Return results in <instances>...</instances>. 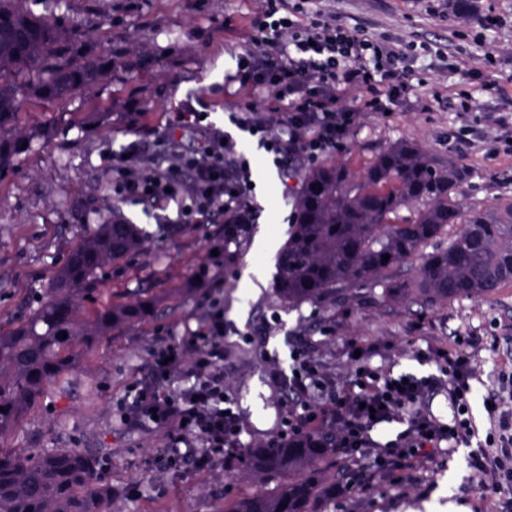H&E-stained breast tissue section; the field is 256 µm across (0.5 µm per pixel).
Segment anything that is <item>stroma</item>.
I'll use <instances>...</instances> for the list:
<instances>
[{"label": "stroma", "mask_w": 512, "mask_h": 512, "mask_svg": "<svg viewBox=\"0 0 512 512\" xmlns=\"http://www.w3.org/2000/svg\"><path fill=\"white\" fill-rule=\"evenodd\" d=\"M474 18L450 13L448 0H312L309 12L325 11L368 36L408 44L415 55L411 91L391 113L365 116L330 161L367 164L389 144L408 139L426 151L453 156L470 171L458 198L468 209L512 201V155L496 153L489 116L512 117V0H475ZM256 0H62L61 11L80 31L72 44L103 58L120 54L93 84L68 98L25 101L20 127L58 120L64 112H140L141 125L73 129L40 144L0 175V332L26 305L38 301L48 280L65 263L84 232L120 213L146 234L144 248L107 266L103 300L123 302L152 289L155 312L116 328L74 367L45 387L36 405L16 424L5 447L105 448L112 465L97 479L112 487V512H223L237 498L275 492L287 475L258 478L247 466L233 472H166L154 458L167 442L164 430L129 419L132 388L147 374V358L160 332L189 344L207 306L201 268L219 271L212 255L210 224H186L176 204L116 201L109 197L112 164L106 156L138 141L157 139L191 150L198 133L172 131L173 113L200 107L216 97L210 122L228 129L224 115L245 110L248 99L225 90L235 72L234 37L224 21L244 25ZM493 16L486 29L481 18ZM468 93L472 111L459 109ZM239 151L250 160L257 211L244 254L224 271V319L235 335L224 340L227 395L244 427L247 446L263 445L284 430L285 394L273 380L268 356L282 366L295 349L310 350L336 377L350 370L352 345L366 349L372 363L394 374L431 373L413 360L415 350L444 347L457 336L474 337L480 368L470 413L479 429L489 427L483 399L497 382L502 360L512 355V283L495 293L425 306L387 298L381 285L361 282L318 301L282 303L273 288L276 256L291 230L296 202L310 166L296 161L278 170L255 140L240 134ZM262 280L244 287L250 268ZM471 450L442 447L402 488L375 480L369 491L320 500L321 512H512V492L484 500L472 480Z\"/></svg>", "instance_id": "35a3bbf8"}]
</instances>
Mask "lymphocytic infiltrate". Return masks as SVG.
Returning a JSON list of instances; mask_svg holds the SVG:
<instances>
[{
	"label": "lymphocytic infiltrate",
	"instance_id": "lymphocytic-infiltrate-1",
	"mask_svg": "<svg viewBox=\"0 0 512 512\" xmlns=\"http://www.w3.org/2000/svg\"><path fill=\"white\" fill-rule=\"evenodd\" d=\"M238 48L236 71L226 81L245 97L263 99L265 107L228 113V121L255 138L279 167L295 156L317 163L344 143L363 113L393 110L409 90L413 74L414 57L402 42L366 37L332 18L309 19L300 5L288 0H259ZM352 94L360 109L344 106V98ZM208 118V112L193 109L175 113L170 121L176 129H206L196 150L182 152L169 144L146 157L133 142L112 154L113 199L177 203L186 198L187 212L197 223H253L251 163L237 151L235 140L208 125ZM207 285L208 307L191 346L165 340L154 347L147 359L148 375L134 389L136 417L168 431L159 463L176 471L218 465L232 469L247 451L243 426L224 399V279L214 277ZM414 358L435 364L436 372L395 376L385 367L359 361L339 381L306 352L295 354L291 374L272 367L290 396L286 437L334 428L337 453L354 456L374 449L385 480L413 485L418 463L433 459L442 443L470 444L475 431L468 409L479 374L462 339L443 350L416 351ZM438 388L447 389L456 410L447 424L422 407ZM508 393L512 365L507 363L486 409L487 449L470 460L478 477L494 476L496 491L512 487V408L504 399ZM391 422L403 424V431L386 443L375 442L376 425ZM495 446L502 447V454L488 456Z\"/></svg>",
	"mask_w": 512,
	"mask_h": 512
}]
</instances>
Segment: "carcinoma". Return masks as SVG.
<instances>
[{
  "mask_svg": "<svg viewBox=\"0 0 512 512\" xmlns=\"http://www.w3.org/2000/svg\"><path fill=\"white\" fill-rule=\"evenodd\" d=\"M0 0V174L33 144L48 142L53 125L18 131L22 88L59 101L97 81L104 59L85 52L58 58L68 31L60 0H41L35 14ZM470 177L453 157L399 140L362 168L348 162L320 165L305 176L293 231L277 257L276 293L288 304L317 300L360 281L384 284L389 295L426 303L495 293L512 282V202L468 210L457 190ZM445 248H424L449 227ZM246 224L224 225V264L236 263ZM143 246L136 225L116 218L80 238L37 304L0 333V439L6 438L40 394L102 336L149 316V302L101 304L82 316L81 302L95 298L104 269ZM388 262H382L383 256ZM418 259L416 276L394 282L388 274ZM67 337H62V333ZM333 435L288 439L278 448L248 451L251 473L264 477L301 472L273 494L256 493L225 512H319L317 496H336L340 471L328 482L315 468ZM101 456L78 448H0V512H112V487L93 476Z\"/></svg>",
  "mask_w": 512,
  "mask_h": 512,
  "instance_id": "obj_1",
  "label": "carcinoma"
}]
</instances>
